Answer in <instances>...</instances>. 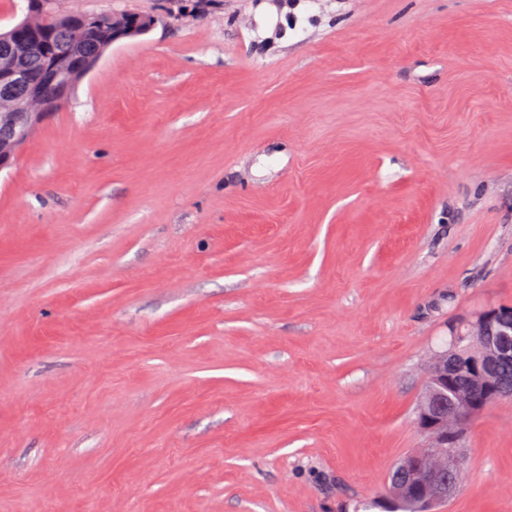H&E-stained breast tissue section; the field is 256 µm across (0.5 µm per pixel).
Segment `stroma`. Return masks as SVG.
<instances>
[{
    "label": "stroma",
    "mask_w": 512,
    "mask_h": 512,
    "mask_svg": "<svg viewBox=\"0 0 512 512\" xmlns=\"http://www.w3.org/2000/svg\"><path fill=\"white\" fill-rule=\"evenodd\" d=\"M111 46L0 172V512H388L512 306V0H57ZM434 512H512V398Z\"/></svg>",
    "instance_id": "1"
}]
</instances>
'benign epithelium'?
<instances>
[{
    "label": "benign epithelium",
    "instance_id": "1",
    "mask_svg": "<svg viewBox=\"0 0 512 512\" xmlns=\"http://www.w3.org/2000/svg\"><path fill=\"white\" fill-rule=\"evenodd\" d=\"M27 14L14 25L27 29L37 13L55 9L56 0H26ZM99 18L84 15L56 35V51L33 42L0 40V172L9 169L33 137L53 106L69 98L74 85L82 80L117 43L136 40L150 33L156 17L132 11L112 14V40L88 45L79 33L97 24ZM34 54L42 58L33 71L18 65V59ZM496 338H490L493 328ZM461 340L482 344L486 351L461 364L448 362V352L439 351L433 359L427 389L416 411V424L428 440L425 448L408 453L398 469L404 479L389 488V499L399 501L415 496L428 507L448 500L458 490L456 473L464 466L458 452L471 418L502 398L493 367L504 357H512V307H488L453 327ZM475 378L471 393L448 398V386L460 366Z\"/></svg>",
    "mask_w": 512,
    "mask_h": 512
}]
</instances>
